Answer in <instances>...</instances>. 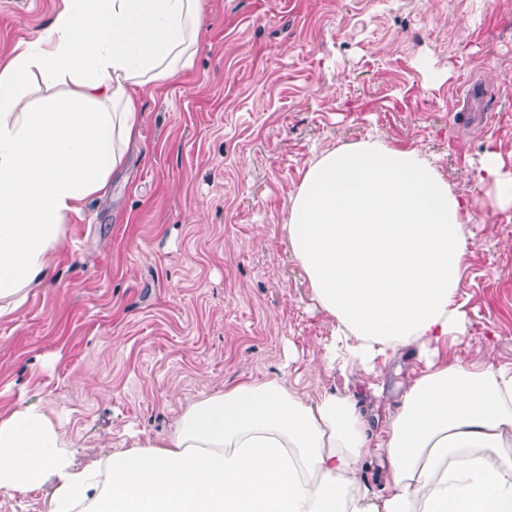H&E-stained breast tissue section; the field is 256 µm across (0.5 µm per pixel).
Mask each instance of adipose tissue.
I'll use <instances>...</instances> for the list:
<instances>
[{
    "label": "adipose tissue",
    "instance_id": "ef3b65f1",
    "mask_svg": "<svg viewBox=\"0 0 512 512\" xmlns=\"http://www.w3.org/2000/svg\"><path fill=\"white\" fill-rule=\"evenodd\" d=\"M202 25V0H61L0 60V319L48 277L80 202L140 136V91L191 66ZM478 180L512 210L497 153ZM468 206L424 150L377 139L322 155L291 201L290 248L341 345L328 367L424 362L380 438L351 396L253 379L188 404L166 438L77 470L26 408L0 414V490L54 472L51 512H512V368L446 356L464 330ZM372 458L378 492L358 481Z\"/></svg>",
    "mask_w": 512,
    "mask_h": 512
}]
</instances>
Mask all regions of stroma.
<instances>
[{
  "label": "stroma",
  "instance_id": "35a3bbf8",
  "mask_svg": "<svg viewBox=\"0 0 512 512\" xmlns=\"http://www.w3.org/2000/svg\"><path fill=\"white\" fill-rule=\"evenodd\" d=\"M59 0H0V57ZM193 65L141 95L140 139L68 226L51 278L0 319V410L43 409L76 468L168 435L188 403L256 378L355 396L380 433L412 357L323 366L333 323L285 226L308 168L363 139L419 147L472 206L449 357L512 363V0H203ZM56 476L0 512H51ZM478 180L491 185L494 203L499 210H512V171H503V163L497 153L486 155Z\"/></svg>",
  "mask_w": 512,
  "mask_h": 512
}]
</instances>
